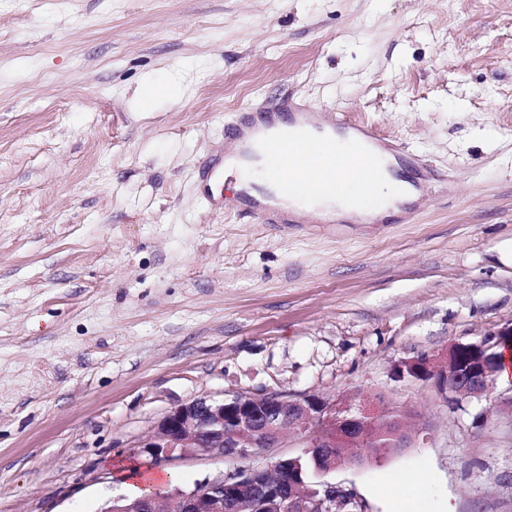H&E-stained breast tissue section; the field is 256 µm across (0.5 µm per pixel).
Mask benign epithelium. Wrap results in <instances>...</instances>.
<instances>
[{
	"mask_svg": "<svg viewBox=\"0 0 512 512\" xmlns=\"http://www.w3.org/2000/svg\"><path fill=\"white\" fill-rule=\"evenodd\" d=\"M507 342H512V325L475 342H454L436 355L404 359L395 366V375L432 383L447 403L484 398L494 405L491 395L498 375L494 349ZM395 412L400 417L390 423L398 447L406 448L422 432L420 417L414 409L393 405L381 393L299 400L278 392L227 399L205 394L168 411L141 447L152 464L161 466L197 455L248 460L290 431L305 436L307 448L335 468L361 462L366 442L377 433L375 423ZM294 463L293 458H282L267 467L247 465L205 478L189 489L112 498L103 512H368L362 499L341 486L301 492V483L292 474Z\"/></svg>",
	"mask_w": 512,
	"mask_h": 512,
	"instance_id": "7a95c632",
	"label": "benign epithelium"
}]
</instances>
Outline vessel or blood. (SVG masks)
Returning <instances> with one entry per match:
<instances>
[{
    "label": "vessel or blood",
    "mask_w": 512,
    "mask_h": 512,
    "mask_svg": "<svg viewBox=\"0 0 512 512\" xmlns=\"http://www.w3.org/2000/svg\"><path fill=\"white\" fill-rule=\"evenodd\" d=\"M261 146L269 177L279 178L283 169L294 170L283 181L281 192L288 196L347 197L351 211L329 216L332 224H368L378 207L376 185L381 176L379 153L402 159L410 169V185L416 194L402 220H409L426 201L424 188L444 187L448 176L419 157L403 156L399 147L379 136L372 127L343 115L324 117L315 106L285 95L273 101L261 100L235 112L224 126V152L203 161L200 179L209 185L224 168L227 158L244 155L249 146ZM246 213L261 224H296L300 218L287 211L281 199L243 197Z\"/></svg>",
    "instance_id": "b4317fda"
}]
</instances>
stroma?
I'll list each match as a JSON object with an SVG mask.
<instances>
[{"instance_id":"obj_1","label":"stroma","mask_w":512,"mask_h":512,"mask_svg":"<svg viewBox=\"0 0 512 512\" xmlns=\"http://www.w3.org/2000/svg\"><path fill=\"white\" fill-rule=\"evenodd\" d=\"M288 92L448 192L403 224L210 210L225 114ZM509 325L512 0H0V512H99L199 395L358 389L428 437L319 483L369 512H512V411L478 426L484 402L392 375Z\"/></svg>"}]
</instances>
